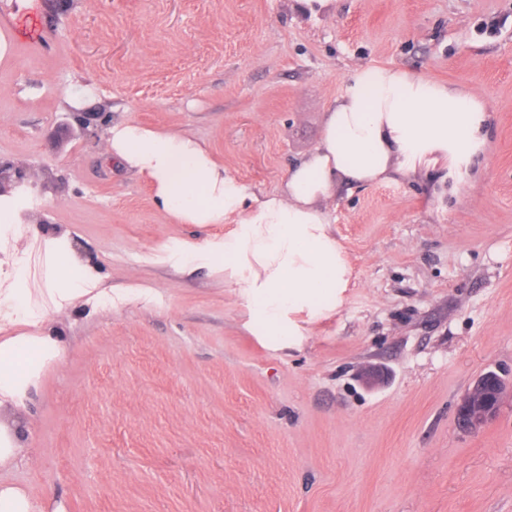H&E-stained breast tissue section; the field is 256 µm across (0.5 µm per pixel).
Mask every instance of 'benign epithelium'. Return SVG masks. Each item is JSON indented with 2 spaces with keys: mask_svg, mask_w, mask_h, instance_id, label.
I'll list each match as a JSON object with an SVG mask.
<instances>
[{
  "mask_svg": "<svg viewBox=\"0 0 512 512\" xmlns=\"http://www.w3.org/2000/svg\"><path fill=\"white\" fill-rule=\"evenodd\" d=\"M74 124L85 134H97L105 125L104 116L95 113L70 114ZM28 178L24 168L9 162H0V188L13 182L21 183ZM512 391V383L497 370L479 373L470 384L455 409L458 425L469 431L478 432L497 415L507 391Z\"/></svg>",
  "mask_w": 512,
  "mask_h": 512,
  "instance_id": "benign-epithelium-1",
  "label": "benign epithelium"
}]
</instances>
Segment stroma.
I'll return each instance as SVG.
<instances>
[{"label": "stroma", "mask_w": 512, "mask_h": 512, "mask_svg": "<svg viewBox=\"0 0 512 512\" xmlns=\"http://www.w3.org/2000/svg\"><path fill=\"white\" fill-rule=\"evenodd\" d=\"M11 11L0 161L42 205L6 258L70 232L113 301L59 311L50 266L28 276L64 351L27 408L0 406L22 428L0 480L40 512H512V393L479 433L455 420L477 374L512 379V0H37L31 39ZM366 66L472 92L486 147L462 174L341 187L352 284L290 346L247 330L222 273L161 261L227 225L170 223L106 136L52 140L90 86L89 111L196 138L269 192Z\"/></svg>", "instance_id": "stroma-1"}]
</instances>
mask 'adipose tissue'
<instances>
[{
    "label": "adipose tissue",
    "mask_w": 512,
    "mask_h": 512,
    "mask_svg": "<svg viewBox=\"0 0 512 512\" xmlns=\"http://www.w3.org/2000/svg\"><path fill=\"white\" fill-rule=\"evenodd\" d=\"M487 110L461 89L386 66L357 69L328 106L316 147L288 169L278 191L255 194L190 136L132 121L111 124L108 153L151 186L155 207L175 224H226L223 239L162 246V259L223 270L259 336H300L298 314H319L321 297L342 296L351 267L332 233L328 203L343 185L375 186L437 165L469 164L483 151ZM35 196L21 186L0 195V244L29 223ZM63 258L51 290L57 308L97 306L99 275L75 255L68 234L44 239ZM32 325L0 340V400L26 406L44 366L64 344L30 306L21 276L0 289V331Z\"/></svg>",
    "instance_id": "ef3b65f1"
}]
</instances>
